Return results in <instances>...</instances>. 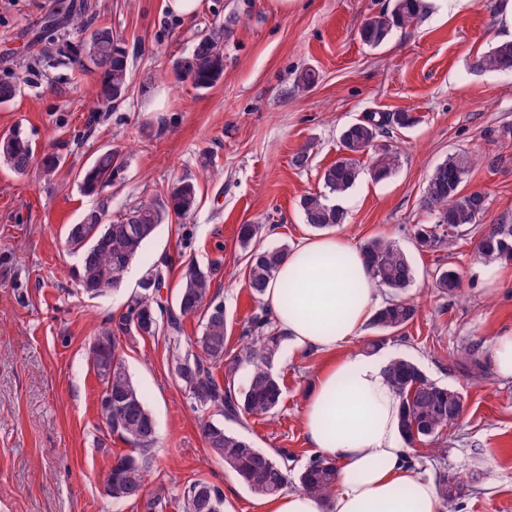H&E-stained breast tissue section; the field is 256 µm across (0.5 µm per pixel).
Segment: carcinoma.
<instances>
[{
    "label": "carcinoma",
    "instance_id": "1",
    "mask_svg": "<svg viewBox=\"0 0 512 512\" xmlns=\"http://www.w3.org/2000/svg\"><path fill=\"white\" fill-rule=\"evenodd\" d=\"M427 8L425 0H393L389 10L368 17L360 28L361 42L377 48L388 43L396 28L417 23ZM74 17L72 6L60 3L59 12L45 22L43 53L60 56L99 74L100 103L108 107L121 101L130 87L127 50L110 28H93L83 23L88 35L72 49L56 47L58 32ZM474 72H512V41H502L470 63ZM180 80L193 89L213 87L224 75V55L219 40L212 35L201 38L191 52L175 62ZM417 118L410 112H372L364 119L344 126L339 141L342 156L326 167L321 175L324 192L304 196L300 201L306 222L325 230L341 224L344 212L328 204L329 197L346 194L362 173L359 156L372 149L379 138L393 129H409ZM0 160L13 171L24 174L40 165L50 176L61 166L62 158L45 155L35 162L33 147L24 133L14 129L0 137ZM476 156L454 153L438 164L429 176L422 205L434 216L432 224L415 225L414 238L421 250L452 248L464 228L480 222L487 210V197L481 191L467 192L465 182L476 166ZM127 166L119 150L100 152L92 164L80 171L81 187L87 195H100L121 178ZM399 166L398 155L386 147L371 156L368 173L376 182L390 178ZM198 205V186L191 178L176 181L167 202L141 204L115 219L104 220L105 210L89 213L80 224L68 228L67 244L77 255L73 275L82 291L102 297L119 289L124 275L141 256L143 246L157 233L170 214L186 217ZM260 226L243 224L238 240L247 255L248 283L254 296H264L269 282L288 254V248L267 249L257 245ZM367 271L378 287L390 291V298L375 312L370 325L380 331H398L414 322L419 314L416 304L400 297V292L414 280V268L406 254L392 241L375 237L360 246ZM477 252L487 264L512 260V223L500 222L483 231ZM168 262H153L141 276L139 292L126 313L110 320L94 336L112 367L96 371L102 384L99 413L109 432L130 446V452L118 454L106 477L112 479V500H146L148 512L162 504L168 489L162 483L148 490L147 476L155 463L157 429L146 394L128 373L120 355L122 343L137 336H155L160 330L173 335L175 363L183 365L179 381L198 410L217 409L228 417H271L282 402V383L271 371L283 336L270 327L268 313L253 317L248 336L238 353H228L224 336V308L211 291L220 274L219 264L203 269L185 266L175 303L164 308L153 289L164 285ZM433 287L442 294L460 290L457 272L448 268L435 275ZM202 318L201 336L181 345L182 320ZM246 362L251 366L245 385L235 388L234 379L219 382L213 369L224 364ZM390 386L401 402L400 429L403 442L410 448L437 441L448 426L458 422L464 411L459 392L428 379L412 360L398 357L386 366ZM201 433L210 454L224 462L254 495H277L296 484L311 495L327 497L336 480V465L316 457L300 471L288 464L285 452L273 456L251 441L224 428L220 423H201ZM438 492L448 507H453L469 492V485L459 473H441ZM181 512H225L224 491L217 485L197 479L184 486L180 494Z\"/></svg>",
    "mask_w": 512,
    "mask_h": 512
}]
</instances>
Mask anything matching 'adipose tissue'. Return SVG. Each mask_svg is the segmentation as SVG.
Instances as JSON below:
<instances>
[{"mask_svg":"<svg viewBox=\"0 0 512 512\" xmlns=\"http://www.w3.org/2000/svg\"><path fill=\"white\" fill-rule=\"evenodd\" d=\"M276 327L300 351H333L360 336L377 288L348 240L320 234L295 246L265 295ZM401 405L382 365L362 354L317 374L303 411L308 442L337 466L329 498L290 491L264 512H441L435 482L418 473L399 432Z\"/></svg>","mask_w":512,"mask_h":512,"instance_id":"1","label":"adipose tissue"}]
</instances>
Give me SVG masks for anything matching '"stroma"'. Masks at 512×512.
<instances>
[{
    "instance_id": "stroma-1",
    "label": "stroma",
    "mask_w": 512,
    "mask_h": 512,
    "mask_svg": "<svg viewBox=\"0 0 512 512\" xmlns=\"http://www.w3.org/2000/svg\"><path fill=\"white\" fill-rule=\"evenodd\" d=\"M57 2L0 0V80L18 86L15 99L0 105V133L21 126L36 156L55 152L63 161L55 177L40 180L0 163V512H145L143 502L115 503L103 491L113 458L128 446L99 415L93 336L125 311L149 263L168 260L162 296L171 300L184 265L217 261L223 275L212 291L224 306L227 345L237 349L265 307L248 286L240 225H261L265 247L292 248L314 236L300 200L322 192L320 173L341 155L342 128L371 112L403 110L417 124L382 140L399 154V168L380 183L361 175L338 200L345 221L333 233L355 245L376 236L395 241L414 267L406 294L421 301V313L379 348L369 349L375 332L367 328L341 351L412 359L459 392L460 422L411 457L424 475L466 476L471 491L455 512H512V380L499 378L490 359L494 337L512 327V261L487 278L473 229L449 252L419 250L413 239L415 225L433 221L421 203L429 175L460 151L480 156L465 188L488 197L481 226L512 221V140L495 135L512 125V74L469 69L476 55L512 38L503 0H468L459 9L432 0L417 24L378 49L360 41L359 28L388 0H295L284 13L274 0H201L191 20L166 13L164 0H73L129 55L128 94L109 110L98 101V74L41 53L43 21ZM214 33L224 76L198 91L176 77L174 64ZM309 67L319 80L298 90ZM304 146L309 165L295 167ZM108 148L126 155L121 182L99 197L83 194L77 171ZM182 177L199 184L196 211L159 227L120 290L83 294L66 246L69 225L102 206L113 217L164 202ZM448 267L460 274L461 295L432 286ZM463 345L477 348L479 368L455 360ZM332 358L282 347L273 366L283 381L277 413L235 421L192 408L164 335L124 342V364L157 424L150 481L165 483L169 494L156 512H179L182 487L199 478L223 490L232 512H261L259 497L211 456L199 422L222 421L256 447L288 452L302 469L315 455L301 421L307 392Z\"/></svg>"
}]
</instances>
